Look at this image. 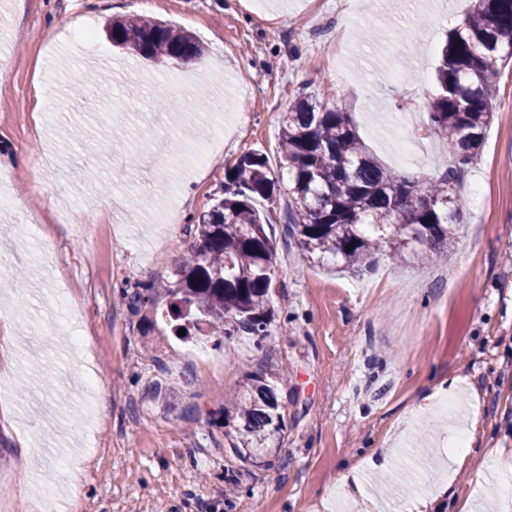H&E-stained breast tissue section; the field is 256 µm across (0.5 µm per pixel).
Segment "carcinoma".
Wrapping results in <instances>:
<instances>
[{
    "mask_svg": "<svg viewBox=\"0 0 512 512\" xmlns=\"http://www.w3.org/2000/svg\"><path fill=\"white\" fill-rule=\"evenodd\" d=\"M112 45L165 67L200 59L205 48L185 29L133 16L109 24ZM512 59V0H475L448 34L437 68L438 91L429 127L448 136L455 166L444 178L420 184L382 165L365 147L351 116L308 95L282 115L279 168L288 175V235L302 259L327 258L344 271L373 269L376 256L398 262H433L455 238L454 187L484 143L496 80ZM282 190L266 157L245 153L224 174L222 197L194 225L190 256L178 279L165 285L174 328L214 345L236 336L268 335L276 239L271 213L258 208ZM398 224H411L414 234ZM126 293L134 316L155 305L159 286L134 283ZM276 373L247 377L243 393L224 410L233 457L261 466L275 456L284 435Z\"/></svg>",
    "mask_w": 512,
    "mask_h": 512,
    "instance_id": "obj_1",
    "label": "carcinoma"
}]
</instances>
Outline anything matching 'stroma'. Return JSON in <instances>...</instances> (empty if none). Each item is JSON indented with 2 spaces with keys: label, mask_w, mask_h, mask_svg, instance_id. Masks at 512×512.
<instances>
[{
  "label": "stroma",
  "mask_w": 512,
  "mask_h": 512,
  "mask_svg": "<svg viewBox=\"0 0 512 512\" xmlns=\"http://www.w3.org/2000/svg\"><path fill=\"white\" fill-rule=\"evenodd\" d=\"M471 0H0V188L25 198L31 222L0 213V250L43 249L47 274L26 261L25 294L0 267V307L15 316L17 364L0 378L12 403L0 418V501L33 483L66 494L83 467L78 512H406L409 492L431 512H512L483 465L512 448V63L496 83L493 120L456 195L459 231L431 264L380 258L372 272L301 259L286 239V196L270 202L277 241L263 341L223 348L173 335L159 309L131 316L124 282L174 278L224 172L244 153L279 163L281 115L301 94L349 112L378 160L419 181L454 164L447 136L428 131L448 32ZM149 14L191 32L205 66L159 70L113 48L116 17ZM94 31L92 44L78 41ZM223 145L193 158L209 127ZM186 166L142 171L155 139ZM110 150H102L103 141ZM54 153L45 189L36 162ZM78 335L96 373L80 381ZM287 374L286 429L276 459L229 453L224 403L248 374ZM171 384L167 404L146 398ZM453 401L461 420L443 419ZM478 410L485 435L473 465L444 454ZM32 438L39 463L12 436ZM452 485L455 498L440 495Z\"/></svg>",
  "instance_id": "1"
}]
</instances>
